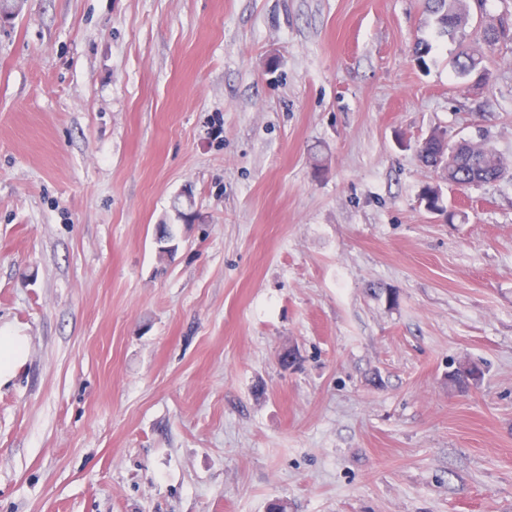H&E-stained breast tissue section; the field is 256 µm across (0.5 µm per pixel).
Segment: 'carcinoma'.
Returning <instances> with one entry per match:
<instances>
[{
	"instance_id": "obj_1",
	"label": "carcinoma",
	"mask_w": 512,
	"mask_h": 512,
	"mask_svg": "<svg viewBox=\"0 0 512 512\" xmlns=\"http://www.w3.org/2000/svg\"><path fill=\"white\" fill-rule=\"evenodd\" d=\"M428 12L434 17L439 31L450 38L468 26L471 20L469 0H428ZM480 37L489 48L501 41H512V21L499 18L495 22H489L480 29ZM486 62L485 52L478 48H467L457 54L455 67L458 75L466 81L481 84L488 76ZM418 155L425 167L448 172V176L460 189L494 183L506 172V166L501 159L482 142L465 139L456 153L447 154L436 131L418 144ZM421 201L429 211H444L442 195L437 187H425ZM480 380L481 377L466 365L457 369L450 378L461 390L478 385Z\"/></svg>"
}]
</instances>
